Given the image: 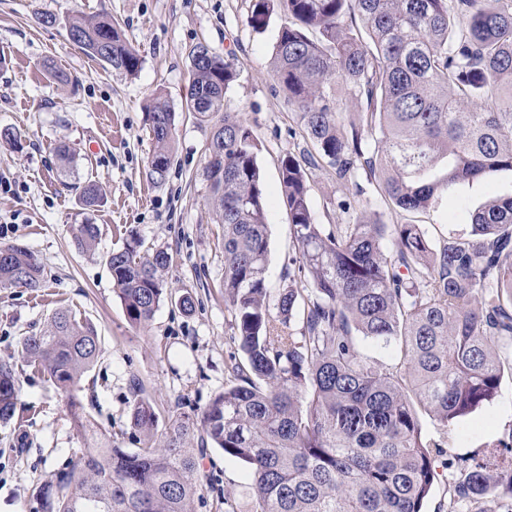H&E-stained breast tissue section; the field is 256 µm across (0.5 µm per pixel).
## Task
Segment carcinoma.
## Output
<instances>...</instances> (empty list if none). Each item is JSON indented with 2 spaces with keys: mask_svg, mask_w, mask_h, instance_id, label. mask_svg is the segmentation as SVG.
Masks as SVG:
<instances>
[{
  "mask_svg": "<svg viewBox=\"0 0 512 512\" xmlns=\"http://www.w3.org/2000/svg\"><path fill=\"white\" fill-rule=\"evenodd\" d=\"M291 20L270 58L307 142L302 159H281L289 233L301 261L291 285L267 287L268 224L252 130L224 112L237 73L217 53L190 51L185 109L211 125L208 149L223 151L224 174L203 168L213 221L224 226V301L244 361L228 366L224 392L201 416L158 415L133 382L130 425L142 447L84 448L57 478L43 512H193L199 458L208 446L248 465L252 512H423L435 480L420 414L443 424L490 401L512 373V195L487 201L470 231L430 244L417 224L356 217L326 229L313 222L305 165L324 161L339 181L362 170L392 204L413 212L453 187L512 172V0H253L248 24L272 12ZM466 33L451 40L456 18ZM69 40L112 70L134 75L138 51L119 23L74 16ZM361 104L342 123L338 87ZM146 121L153 159L170 162L175 111L158 97ZM96 224H77L91 249ZM392 238L395 249L386 252ZM171 256L133 237L107 257L128 320L150 321L167 297ZM309 283L295 288L296 279ZM0 288H43L28 248L0 247ZM303 313L299 333L290 322ZM392 349L370 363L359 339ZM102 353L95 328L59 309L24 337L20 356L78 400L83 375ZM19 403L13 368L0 364V421ZM453 502L493 512L512 493V456L498 450L458 464Z\"/></svg>",
  "mask_w": 512,
  "mask_h": 512,
  "instance_id": "obj_1",
  "label": "carcinoma"
}]
</instances>
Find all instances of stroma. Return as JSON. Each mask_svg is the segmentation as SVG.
I'll use <instances>...</instances> for the list:
<instances>
[{
    "instance_id": "35a3bbf8",
    "label": "stroma",
    "mask_w": 512,
    "mask_h": 512,
    "mask_svg": "<svg viewBox=\"0 0 512 512\" xmlns=\"http://www.w3.org/2000/svg\"><path fill=\"white\" fill-rule=\"evenodd\" d=\"M251 0H0V128L22 135L19 147L0 143V246L21 244L44 269L45 287L31 293L0 288V361L13 363L21 409L0 423V512H42L56 475L86 441L72 420L69 398L47 376L18 359L23 336L39 330L60 308H70L96 328L103 352L82 380L80 398L114 448H137L130 427L131 383L140 380L167 422L176 412L200 414L223 391L225 365L239 355L234 317L224 302L223 228L212 220L203 177L210 129L183 109L189 53L197 43L232 62L237 78L225 109L243 120L259 146L257 162L269 224L267 286L287 287L285 268L299 251L283 203L279 166L305 145L293 107L274 80L269 60L286 19L272 13L265 28L247 23ZM55 15L38 23L35 12ZM107 14L119 20L143 60L125 76L69 41V16ZM63 71L71 81L53 78ZM176 112L171 163L163 182L148 179L153 141L145 109L155 97ZM71 159L56 152L59 142ZM315 223L350 224L357 215L383 224H416L431 239L469 230L470 215L493 197L512 195V173L440 187L426 210L395 208L376 182L358 173L340 183L327 164L308 168ZM96 180L98 206L81 204L78 188ZM91 222L101 234L94 249L79 248L74 225ZM137 233L144 248L167 250L170 293L144 325L129 322L112 288L107 255ZM190 296L192 310L178 300ZM426 439L442 446L424 512H450L449 488L459 460L481 455L485 444L512 433V378L497 396L466 417L441 425L421 418ZM203 489L195 512H252V489L243 462L210 449L200 462Z\"/></svg>"
}]
</instances>
